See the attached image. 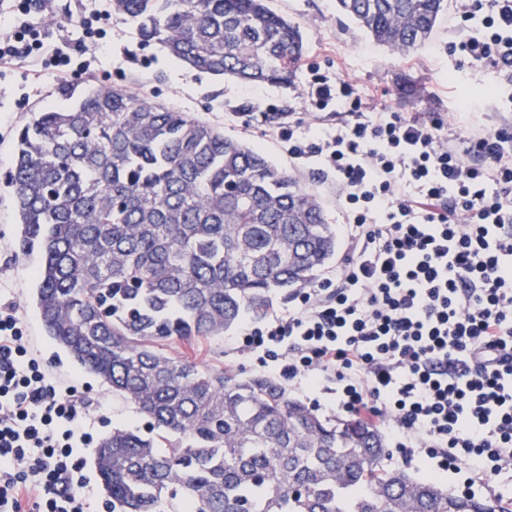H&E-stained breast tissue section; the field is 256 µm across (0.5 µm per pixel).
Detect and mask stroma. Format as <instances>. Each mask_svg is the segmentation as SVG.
Listing matches in <instances>:
<instances>
[{
	"instance_id": "35a3bbf8",
	"label": "stroma",
	"mask_w": 512,
	"mask_h": 512,
	"mask_svg": "<svg viewBox=\"0 0 512 512\" xmlns=\"http://www.w3.org/2000/svg\"><path fill=\"white\" fill-rule=\"evenodd\" d=\"M94 5V0H52L48 10L31 14L29 20L43 30L50 50L67 53L81 42L78 20ZM268 5L298 23L307 36V51L288 84L261 83L253 89L242 81L194 71L171 61L161 47L143 44L136 28L118 18L113 19L106 37L87 51L89 69L70 66L65 82L75 85L91 79L148 95L214 124L225 136L259 147L278 167L317 194L328 224L334 226L348 222L334 179L318 164L297 165L279 135L280 126L287 121H294L304 132L316 125L328 129L347 112L344 103L324 111L310 107L303 89L312 73L351 81L368 94L367 109L373 113L411 116L431 112L449 129L471 133L512 127V89L501 87L491 64L466 66L462 83L450 80L458 67L456 56L448 52L449 42L477 34L481 28L476 20L461 23L452 2L441 15L431 42L405 55L374 44L354 22L337 12L336 0H268ZM56 82L50 71L25 57L0 66V171L8 167L14 152L13 133L29 113L63 105V98L53 92ZM464 97L479 99V108L458 111L457 103ZM20 229L12 190L0 181V301L15 303L32 352L58 380L77 387L95 440H102L116 427L145 428V418L132 404L112 393L96 375L75 365L47 336L35 305L34 272L42 255L19 252ZM441 484L456 494L512 501V472L488 483L468 479L463 471H451Z\"/></svg>"
}]
</instances>
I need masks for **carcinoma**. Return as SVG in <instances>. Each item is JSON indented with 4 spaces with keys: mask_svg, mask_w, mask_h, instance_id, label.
Masks as SVG:
<instances>
[{
    "mask_svg": "<svg viewBox=\"0 0 512 512\" xmlns=\"http://www.w3.org/2000/svg\"><path fill=\"white\" fill-rule=\"evenodd\" d=\"M375 43L430 40L446 0H337ZM140 40L213 76L286 84L301 27L266 0H112ZM30 113L4 173L38 246L47 335L150 418L95 452L112 512H512L382 465L364 418H324L272 377L242 378L173 347L315 282L336 254L317 197L259 149L146 95L62 85Z\"/></svg>",
    "mask_w": 512,
    "mask_h": 512,
    "instance_id": "1",
    "label": "carcinoma"
}]
</instances>
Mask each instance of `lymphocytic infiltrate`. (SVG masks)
<instances>
[{
	"instance_id": "f902f5d3",
	"label": "lymphocytic infiltrate",
	"mask_w": 512,
	"mask_h": 512,
	"mask_svg": "<svg viewBox=\"0 0 512 512\" xmlns=\"http://www.w3.org/2000/svg\"><path fill=\"white\" fill-rule=\"evenodd\" d=\"M10 0L13 32L0 62L25 56L65 73ZM480 36L450 43L460 63L488 62L512 87V0H459ZM348 119L279 134L299 161L336 182L350 254L335 279L297 292L292 310L244 320L238 339L276 377L332 384L338 411L381 422L406 460L468 468L493 481L512 471V130L447 133L432 116L369 120L349 81L311 78L304 96ZM93 441L76 392L29 349L14 305L0 304V512H92L84 453Z\"/></svg>"
}]
</instances>
